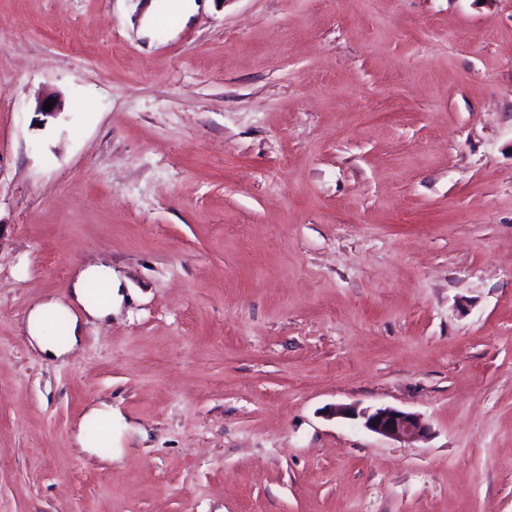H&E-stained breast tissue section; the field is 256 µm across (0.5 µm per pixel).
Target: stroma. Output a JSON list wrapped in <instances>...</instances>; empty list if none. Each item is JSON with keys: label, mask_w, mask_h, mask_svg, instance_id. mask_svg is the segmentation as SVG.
Here are the masks:
<instances>
[{"label": "stroma", "mask_w": 512, "mask_h": 512, "mask_svg": "<svg viewBox=\"0 0 512 512\" xmlns=\"http://www.w3.org/2000/svg\"><path fill=\"white\" fill-rule=\"evenodd\" d=\"M148 5L0 0V512H512V0ZM98 283L105 286V295L101 301H93L90 298V290ZM119 289V282L113 277L112 268L97 265L78 274L72 285L70 297L82 307L87 317L102 320L112 315L113 306L120 305L123 296L119 294ZM67 311V307L59 302H50L37 306L28 317V333L31 345L48 358L59 359L69 354L80 344L81 326L77 316L70 315L66 338L63 342H55L46 333L45 316L50 311ZM330 413L336 417L360 420L367 431L398 442L426 439L431 433L429 424L421 415L393 407L360 409L357 405H337Z\"/></svg>", "instance_id": "1"}]
</instances>
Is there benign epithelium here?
Masks as SVG:
<instances>
[{
	"instance_id": "obj_1",
	"label": "benign epithelium",
	"mask_w": 512,
	"mask_h": 512,
	"mask_svg": "<svg viewBox=\"0 0 512 512\" xmlns=\"http://www.w3.org/2000/svg\"><path fill=\"white\" fill-rule=\"evenodd\" d=\"M330 413L358 420L367 431L398 442L422 440L431 433L429 424L421 415L393 407L361 409L356 405H338Z\"/></svg>"
}]
</instances>
